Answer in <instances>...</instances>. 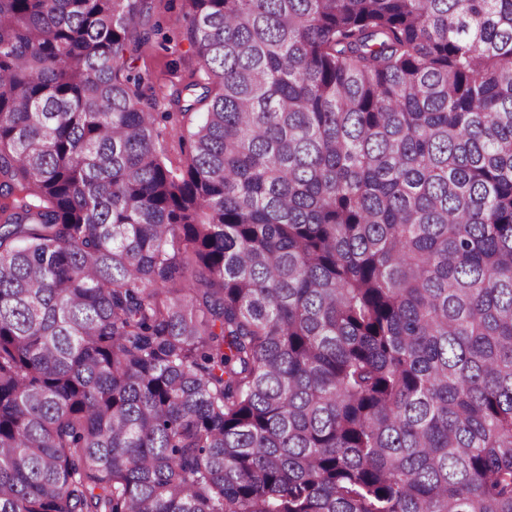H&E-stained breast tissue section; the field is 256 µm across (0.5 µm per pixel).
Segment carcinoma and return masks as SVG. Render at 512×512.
Wrapping results in <instances>:
<instances>
[{
    "label": "carcinoma",
    "instance_id": "1",
    "mask_svg": "<svg viewBox=\"0 0 512 512\" xmlns=\"http://www.w3.org/2000/svg\"><path fill=\"white\" fill-rule=\"evenodd\" d=\"M151 2L0 0V512H512V0ZM149 18H143L142 27L159 29L150 44L134 62L136 70L146 72L150 81L144 88L153 112H176L172 99L184 84L191 80H205L196 51L183 38L181 22L187 11L185 0H155Z\"/></svg>",
    "mask_w": 512,
    "mask_h": 512
}]
</instances>
